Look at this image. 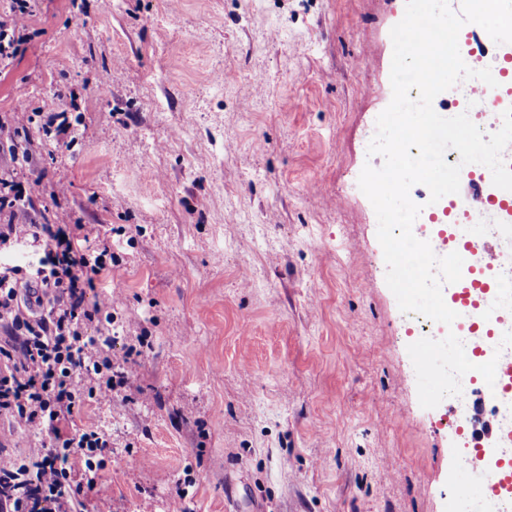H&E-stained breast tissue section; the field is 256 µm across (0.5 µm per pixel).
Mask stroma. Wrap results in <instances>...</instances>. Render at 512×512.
Segmentation results:
<instances>
[{
  "instance_id": "35a3bbf8",
  "label": "stroma",
  "mask_w": 512,
  "mask_h": 512,
  "mask_svg": "<svg viewBox=\"0 0 512 512\" xmlns=\"http://www.w3.org/2000/svg\"><path fill=\"white\" fill-rule=\"evenodd\" d=\"M405 7L28 0L0 113L66 111L75 139L31 125L16 180L39 223L109 228L113 363L148 333L129 399L80 416L112 435V512H473L485 462L460 476L453 404L419 402L353 182L383 163L365 146Z\"/></svg>"
}]
</instances>
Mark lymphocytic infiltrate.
Wrapping results in <instances>:
<instances>
[{
	"instance_id": "lymphocytic-infiltrate-1",
	"label": "lymphocytic infiltrate",
	"mask_w": 512,
	"mask_h": 512,
	"mask_svg": "<svg viewBox=\"0 0 512 512\" xmlns=\"http://www.w3.org/2000/svg\"><path fill=\"white\" fill-rule=\"evenodd\" d=\"M34 121L25 112L0 116L12 160L29 166L36 151L25 133ZM31 207L19 184L0 175V250L26 242L41 255L27 280L0 266V417L43 448L35 461L0 451V512H112L105 499L87 505L111 438L74 422L85 402L107 404L133 386L135 360L112 363L115 293L88 299L111 277L112 252L96 225L67 212L39 224L28 218Z\"/></svg>"
}]
</instances>
